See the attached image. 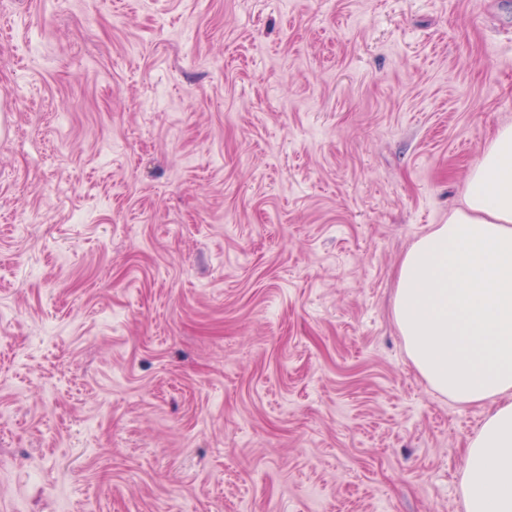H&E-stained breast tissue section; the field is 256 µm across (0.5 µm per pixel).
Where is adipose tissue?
Listing matches in <instances>:
<instances>
[{
	"mask_svg": "<svg viewBox=\"0 0 512 512\" xmlns=\"http://www.w3.org/2000/svg\"><path fill=\"white\" fill-rule=\"evenodd\" d=\"M393 315L433 389L492 405L464 450L465 512H512V124L468 174L461 205L404 255Z\"/></svg>",
	"mask_w": 512,
	"mask_h": 512,
	"instance_id": "1",
	"label": "adipose tissue"
}]
</instances>
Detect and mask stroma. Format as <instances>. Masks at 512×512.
Listing matches in <instances>:
<instances>
[{"mask_svg": "<svg viewBox=\"0 0 512 512\" xmlns=\"http://www.w3.org/2000/svg\"><path fill=\"white\" fill-rule=\"evenodd\" d=\"M512 123V0H0V512H463L399 264Z\"/></svg>", "mask_w": 512, "mask_h": 512, "instance_id": "1", "label": "stroma"}]
</instances>
